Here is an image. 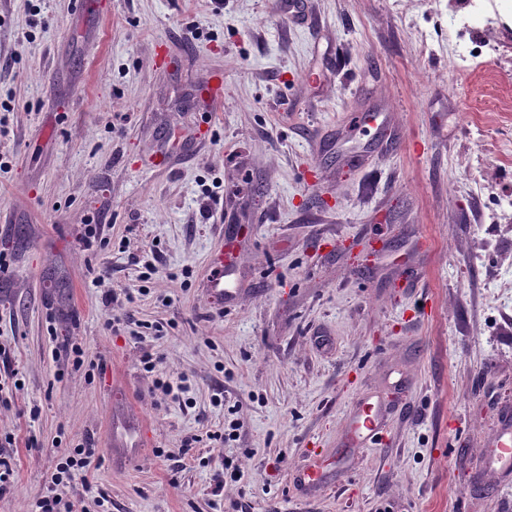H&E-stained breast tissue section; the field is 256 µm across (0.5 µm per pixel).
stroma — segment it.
I'll list each match as a JSON object with an SVG mask.
<instances>
[{"mask_svg":"<svg viewBox=\"0 0 512 512\" xmlns=\"http://www.w3.org/2000/svg\"><path fill=\"white\" fill-rule=\"evenodd\" d=\"M461 2L0 0V512L82 443L77 512H512V111L448 52ZM377 429V420L370 411H363L354 415L348 424L354 446H361L371 440L376 435ZM497 448H490L486 464L502 473L512 475V426L510 422L501 428L497 436ZM14 441V437L9 434L4 436V440L2 437L0 439V494L1 491L5 493L12 483L11 479L13 478L14 470L9 458L10 448H12Z\"/></svg>","mask_w":512,"mask_h":512,"instance_id":"obj_1","label":"stroma"}]
</instances>
